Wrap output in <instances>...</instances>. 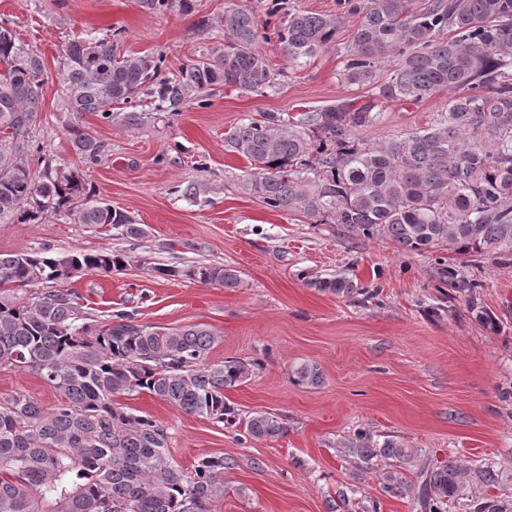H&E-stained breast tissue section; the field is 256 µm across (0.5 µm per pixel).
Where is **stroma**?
<instances>
[{
  "label": "stroma",
  "mask_w": 512,
  "mask_h": 512,
  "mask_svg": "<svg viewBox=\"0 0 512 512\" xmlns=\"http://www.w3.org/2000/svg\"><path fill=\"white\" fill-rule=\"evenodd\" d=\"M229 2L199 0L195 12L178 15L145 12L137 0H0V18L13 21L47 69L34 147L82 169L97 197L144 230L126 237L48 215L36 224H0V252L123 254L125 270L81 271L61 288L101 322L125 312L159 327L208 326L219 340L206 363L258 362L226 396L240 415L277 414L287 431L274 440L241 444L223 424L153 395L122 399L167 429L170 453L183 470L205 454L234 459L212 512H329V500L342 492L340 512H362L373 498L381 499L382 512H411L410 498L381 491L378 476L387 463L372 474L345 455L361 429L378 440L395 437L423 459L495 462L503 493H512V257L405 253L383 238L364 241L331 224L269 210L241 187L249 162L224 148L225 132L245 118L371 100L370 90L341 80L357 16L343 14L335 45L307 62H287L275 42L261 43L277 79L266 95L219 85L208 108L158 112L140 130L87 114L84 133L104 142L108 153L91 166L75 153L57 75L66 40L98 31L120 52L162 55L174 71L223 43L215 20ZM452 95L439 90L417 103L386 105L379 124L354 135L372 145L428 128ZM187 181L203 185L196 200L178 190ZM199 263L233 266L241 286L188 279L186 269ZM448 266L479 282L475 299L449 297L440 277ZM165 267L171 275H162ZM334 276L353 281L357 293L341 297L310 285ZM481 311L493 313L495 327L478 320ZM305 362L320 369L319 386L295 382L292 369ZM17 391L47 410L62 400L41 377L0 369V398Z\"/></svg>",
  "instance_id": "35a3bbf8"
}]
</instances>
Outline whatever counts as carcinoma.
Wrapping results in <instances>:
<instances>
[{
	"label": "carcinoma",
	"mask_w": 512,
	"mask_h": 512,
	"mask_svg": "<svg viewBox=\"0 0 512 512\" xmlns=\"http://www.w3.org/2000/svg\"><path fill=\"white\" fill-rule=\"evenodd\" d=\"M410 0H344L359 16L346 53L342 80L374 89L359 107L328 106L294 115L266 112L229 129L225 148L251 165L241 187L266 208L299 213L311 224L372 240L383 237L401 252L448 249L461 254L512 252V0H431L424 9ZM148 12H195L198 0H138ZM266 16L279 15L274 34L283 57L299 63L336 43L343 16L290 11L286 0H266ZM0 18V224L37 223L65 215L77 224L111 226L143 234L126 213L96 197L82 171L40 158L29 159L31 134L43 99L45 64ZM224 47H212L176 72L162 71L161 55H122L114 43L86 32L70 40L58 72L67 131L75 152L94 164L104 144L86 135L87 113L143 125L136 111L142 96L158 112H178L187 103L208 107L217 85L263 94L274 87L269 61L259 48L267 39L257 13L238 4L218 18ZM398 61L380 79L381 63ZM440 89H455L442 120L366 146L353 130L380 120L383 104L421 101ZM126 259L96 253H0V368L29 371L64 397L47 411L16 392L0 399V512H209L224 497V470L234 460L203 455L187 475L171 457L167 430L149 415L117 401L148 393L187 414L221 423L239 443L284 436L272 412L240 417L225 392L250 378L257 362L226 360L207 365L218 339L203 324L163 328L140 324L118 312L99 323L73 294L53 286L78 271L122 270ZM158 272L209 285L237 288L238 271L222 263ZM444 282L473 297L481 284L445 271ZM45 288L20 296L21 288ZM337 296L358 293L344 278L310 282ZM296 383L315 387L320 369L298 365ZM367 470L391 460L399 469L384 476L382 492L399 498L419 482L414 512H512V496H474L468 488H498L493 462L466 467L457 460L415 464V452L394 439L377 441L358 431L345 446Z\"/></svg>",
	"instance_id": "obj_1"
}]
</instances>
